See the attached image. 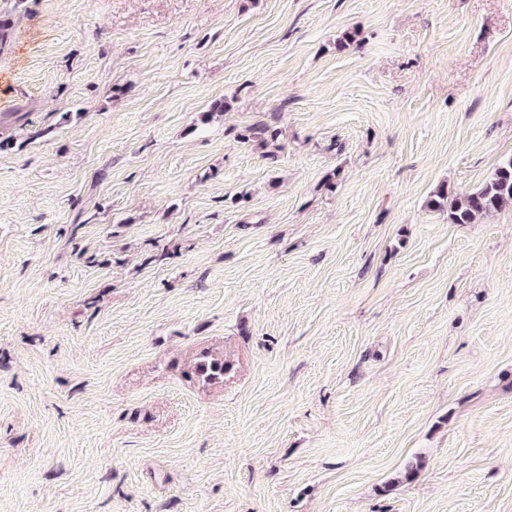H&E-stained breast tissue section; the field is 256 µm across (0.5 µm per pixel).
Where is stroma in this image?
Wrapping results in <instances>:
<instances>
[{"label": "stroma", "instance_id": "stroma-1", "mask_svg": "<svg viewBox=\"0 0 512 512\" xmlns=\"http://www.w3.org/2000/svg\"><path fill=\"white\" fill-rule=\"evenodd\" d=\"M0 19V512H512V0ZM508 203H512V156L501 161L482 188L450 202L448 221L472 224L478 216L496 212ZM228 365L224 358L202 354L193 365L194 374L205 383H215L224 378Z\"/></svg>", "mask_w": 512, "mask_h": 512}]
</instances>
